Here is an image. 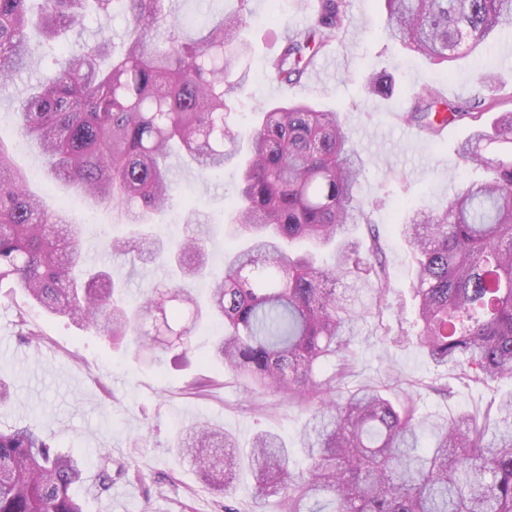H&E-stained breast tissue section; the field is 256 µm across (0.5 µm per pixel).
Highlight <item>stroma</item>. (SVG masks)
<instances>
[{
    "instance_id": "35a3bbf8",
    "label": "stroma",
    "mask_w": 512,
    "mask_h": 512,
    "mask_svg": "<svg viewBox=\"0 0 512 512\" xmlns=\"http://www.w3.org/2000/svg\"><path fill=\"white\" fill-rule=\"evenodd\" d=\"M271 5V0L215 4L216 10L239 11L250 19L243 32L251 47L248 88L236 103L235 121L242 134H250L258 109L285 99L308 100L341 112L363 161L358 196L379 237L392 284L388 308L372 312L350 345L352 372L346 387L388 384L387 395L393 402L413 397L419 416L430 420L486 409L512 390V379L467 386L456 381L453 370L431 364L416 339L411 249L401 232L409 207H441L453 181L485 176L483 170L460 164L457 150L469 134L466 125H448L432 139L411 132L400 118L412 90L423 85L451 100L474 97L481 91L477 71L467 59L441 69L392 40L386 32L383 0H347L350 24L319 57L315 72L300 84L280 88L271 77L269 62L284 36L305 25L314 7L301 0H280L279 19L271 22L267 19ZM373 74L392 76L391 95L366 94V80ZM23 89L19 82L0 90V139L11 144L14 163L30 172L35 193L56 201L86 224L89 259L126 280L129 302H141L148 289L167 282V267L135 263L130 256L107 250L108 239L125 234V226L113 224L109 215L91 213L63 183L45 177L37 144L19 137L14 124ZM169 164L173 205L157 218L156 233L169 242L180 240L185 234V204L193 202L206 222L209 262L214 269H223L229 240L224 218L233 201L236 168L202 174L184 165L177 154ZM27 328L38 332V346L20 341V331ZM402 330L406 338L394 342V334ZM217 333L216 324H200L186 363L177 362L173 348L159 350L147 362L131 348L112 346L67 319L44 313L21 293L0 288V379L11 385L10 401L0 406V427L26 424L51 437L63 451L86 459L85 477L90 481L97 474L100 454L110 452L114 468L110 492L96 500L86 496L84 486L74 489L85 512H103L107 507L112 512H224L223 495L177 454L176 434L205 421L224 427L246 447L258 432L275 433L288 446L292 468L298 469L306 464L298 443L305 413L277 394H251L225 373L212 359ZM201 376L216 379L217 387L205 396L189 394L186 381ZM434 380L451 384L452 397L444 399L428 391ZM128 463L139 467L141 481L120 474V466Z\"/></svg>"
}]
</instances>
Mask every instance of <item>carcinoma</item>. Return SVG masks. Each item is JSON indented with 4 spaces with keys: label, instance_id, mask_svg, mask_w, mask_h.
<instances>
[{
    "label": "carcinoma",
    "instance_id": "carcinoma-1",
    "mask_svg": "<svg viewBox=\"0 0 512 512\" xmlns=\"http://www.w3.org/2000/svg\"><path fill=\"white\" fill-rule=\"evenodd\" d=\"M116 2L128 17L123 50L101 67L112 38L100 26L93 45L44 68L18 99V134L38 144L48 174L89 209L130 227L108 247L138 259L150 220L172 203V144L202 172L235 165L229 224L241 246L222 271L210 269L195 228L200 214L188 211L192 228L168 255L181 276L207 280V303L172 283L126 306L118 301L124 284L86 263V225L31 192L0 140V287L114 346L130 338L142 355L159 336L178 337L185 355L204 318L222 320L214 355L225 372L251 393L277 392L305 407L308 465L292 470L275 434L257 435L244 454L224 429L191 426L177 451L219 491L246 466L256 479L252 497L277 498L279 512H512V392L481 419L463 412L428 426L411 399L396 405L380 389L341 391L348 344L371 310L388 306L390 291L377 244L362 258L351 241L367 223L357 199L362 159L341 113L289 99L259 113L241 152L231 112L247 80L239 70L250 50L245 16L174 15L166 0H0V87ZM384 3L389 35L437 65L480 57L498 28H512V0ZM349 23L346 0H318L310 24L270 60L275 78L300 83ZM392 90L381 76L367 85L369 95ZM509 104L512 92L499 89L449 103L424 86L402 113L430 138L466 124L458 155L486 173L442 209L422 206L402 222L414 259L417 340L432 363L476 386L512 378V110L486 119ZM84 472V460L33 429H0V512H84L70 493ZM111 486L104 454L87 494ZM321 498L327 507L310 506Z\"/></svg>",
    "mask_w": 512,
    "mask_h": 512
}]
</instances>
